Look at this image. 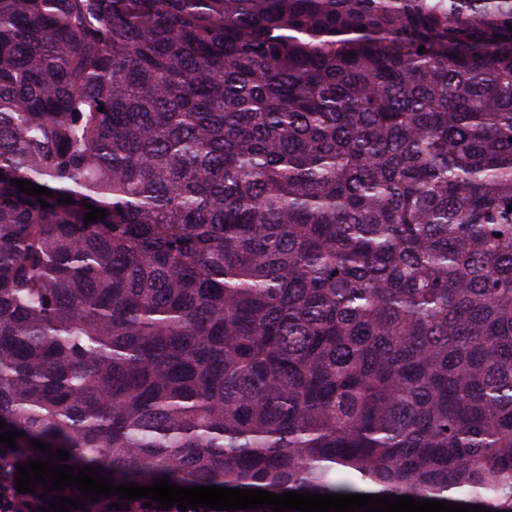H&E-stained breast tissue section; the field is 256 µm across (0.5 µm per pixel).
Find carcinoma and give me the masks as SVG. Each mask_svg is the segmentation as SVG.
<instances>
[{
	"mask_svg": "<svg viewBox=\"0 0 512 512\" xmlns=\"http://www.w3.org/2000/svg\"><path fill=\"white\" fill-rule=\"evenodd\" d=\"M0 174V455L512 512V0H0Z\"/></svg>",
	"mask_w": 512,
	"mask_h": 512,
	"instance_id": "carcinoma-1",
	"label": "carcinoma"
}]
</instances>
